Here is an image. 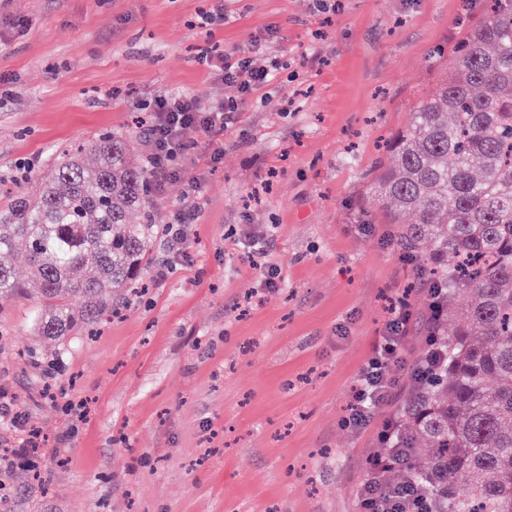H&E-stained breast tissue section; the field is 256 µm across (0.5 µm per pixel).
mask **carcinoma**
Masks as SVG:
<instances>
[{
    "label": "carcinoma",
    "instance_id": "cac0c4a2",
    "mask_svg": "<svg viewBox=\"0 0 512 512\" xmlns=\"http://www.w3.org/2000/svg\"><path fill=\"white\" fill-rule=\"evenodd\" d=\"M488 2L371 185L424 294L409 300L427 342L417 359L436 355L395 408L408 466L394 478L427 512H512V0ZM130 147L114 133L72 145L38 193L0 203V310L29 294L13 267L24 252L35 333L60 348L139 294L166 231L152 221L149 165H131ZM17 494L0 448V505Z\"/></svg>",
    "mask_w": 512,
    "mask_h": 512
}]
</instances>
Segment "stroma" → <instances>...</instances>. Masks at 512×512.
Wrapping results in <instances>:
<instances>
[{
    "mask_svg": "<svg viewBox=\"0 0 512 512\" xmlns=\"http://www.w3.org/2000/svg\"><path fill=\"white\" fill-rule=\"evenodd\" d=\"M223 2L225 20L201 28L214 0H0V178L24 192L57 152L102 133L135 137L130 159H146L157 95L238 97L205 55H250L274 74L183 162L199 184L191 262L159 236L146 293L97 338L74 337L57 370L10 355L41 343L34 300L0 310V446L18 447L9 423L24 413L48 487L19 512H360L390 410L362 432L342 421L412 282L371 171L484 0ZM246 224L266 232L263 253L248 254Z\"/></svg>",
    "mask_w": 512,
    "mask_h": 512,
    "instance_id": "35a3bbf8",
    "label": "stroma"
}]
</instances>
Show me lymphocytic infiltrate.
I'll list each match as a JSON object with an SVG mask.
<instances>
[{
  "label": "lymphocytic infiltrate",
  "mask_w": 512,
  "mask_h": 512,
  "mask_svg": "<svg viewBox=\"0 0 512 512\" xmlns=\"http://www.w3.org/2000/svg\"><path fill=\"white\" fill-rule=\"evenodd\" d=\"M225 82L235 84L239 98L221 105H207L199 99L182 94L168 93L157 96L147 109L150 120L145 134L150 148L148 162L155 186H163L175 179H185L188 195H195L198 183L186 177L180 159L195 147L197 131L228 129L234 122L243 98L249 97L265 85L269 69L256 67L252 57L222 58L218 68ZM414 326V309L407 304L391 308L389 316L376 336L372 354L358 376L345 425L363 428L369 425L377 408L393 405L398 397V384L392 380L390 370L403 360L407 336ZM398 423L395 417L383 420L378 440L385 452L369 458L372 477L363 481L359 489L362 512H419V495L410 483L390 482L392 473L407 466V457L397 450Z\"/></svg>",
  "instance_id": "1"
}]
</instances>
